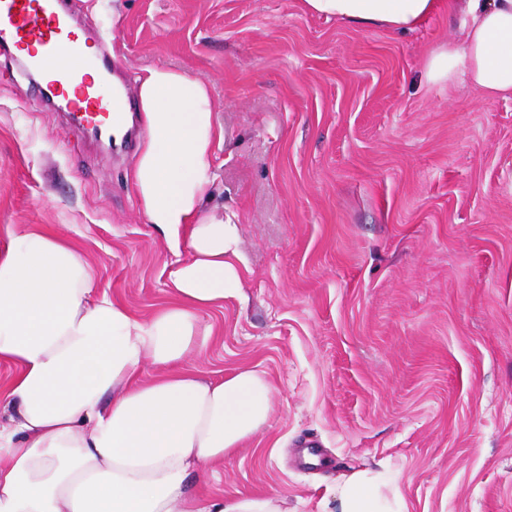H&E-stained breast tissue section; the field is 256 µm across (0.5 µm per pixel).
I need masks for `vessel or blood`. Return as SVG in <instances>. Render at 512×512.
<instances>
[{"instance_id":"vessel-or-blood-1","label":"vessel or blood","mask_w":512,"mask_h":512,"mask_svg":"<svg viewBox=\"0 0 512 512\" xmlns=\"http://www.w3.org/2000/svg\"><path fill=\"white\" fill-rule=\"evenodd\" d=\"M94 39L96 48L78 65L48 67L47 59L63 48ZM24 51V69L38 76L36 90L45 100L57 104L94 141H107L111 153H124L129 137L115 138L113 129L132 109L130 93L106 97L100 92L120 67L102 36H90L76 23L67 0H0V54Z\"/></svg>"}]
</instances>
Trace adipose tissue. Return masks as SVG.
I'll return each mask as SVG.
<instances>
[{
  "label": "adipose tissue",
  "mask_w": 512,
  "mask_h": 512,
  "mask_svg": "<svg viewBox=\"0 0 512 512\" xmlns=\"http://www.w3.org/2000/svg\"><path fill=\"white\" fill-rule=\"evenodd\" d=\"M312 14L397 34L445 12L461 38L433 49L425 76L483 99L512 97V0H302ZM146 121L131 186L172 252V303L148 318L112 298L70 242L47 230L10 231L0 251V512H283L270 496L213 498L188 479L268 422L273 388L256 370L206 381L185 368L201 315L236 296L249 267L238 226L206 211L224 142L208 83L181 70L135 78ZM159 373L144 382L145 365ZM339 512H407L393 480L352 472Z\"/></svg>",
  "instance_id": "1"
}]
</instances>
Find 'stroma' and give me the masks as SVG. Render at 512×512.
Here are the masks:
<instances>
[{"instance_id": "stroma-1", "label": "stroma", "mask_w": 512, "mask_h": 512, "mask_svg": "<svg viewBox=\"0 0 512 512\" xmlns=\"http://www.w3.org/2000/svg\"><path fill=\"white\" fill-rule=\"evenodd\" d=\"M144 66L202 76L224 129L210 209L234 213L250 272L203 318L186 367L253 368L267 424L192 491L335 512L339 482L389 470L409 512H512V99L428 83L447 14L391 34L302 0H74ZM113 159L0 73L1 227L70 241L148 317L172 254ZM312 442L321 461L298 462Z\"/></svg>"}]
</instances>
